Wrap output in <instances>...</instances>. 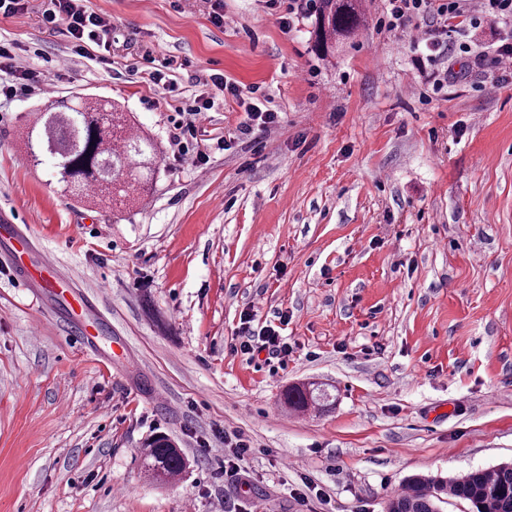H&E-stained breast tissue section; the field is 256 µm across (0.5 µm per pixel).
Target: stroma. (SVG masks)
Returning a JSON list of instances; mask_svg holds the SVG:
<instances>
[{"label":"stroma","mask_w":512,"mask_h":512,"mask_svg":"<svg viewBox=\"0 0 512 512\" xmlns=\"http://www.w3.org/2000/svg\"><path fill=\"white\" fill-rule=\"evenodd\" d=\"M44 5L0 15L20 65L61 73L0 99V212L90 296L100 334L78 346L0 268V512H385L409 476L512 461V28L460 25L425 102L416 32L378 30L383 0L328 59L311 18L284 29L269 0H224L220 26L210 0H85L112 26L110 67L47 29ZM162 66L175 90L149 81ZM74 92L119 100L154 138L141 204L83 205L26 161L33 112ZM199 95L203 169L170 142ZM253 103L278 120L238 135ZM247 312L257 328L287 314V357L237 353ZM307 381L332 409L281 406ZM232 431L252 446L233 479ZM160 434L188 459L166 484L140 467ZM308 482L322 499L299 501Z\"/></svg>","instance_id":"obj_1"}]
</instances>
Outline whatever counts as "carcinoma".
<instances>
[{"mask_svg": "<svg viewBox=\"0 0 512 512\" xmlns=\"http://www.w3.org/2000/svg\"><path fill=\"white\" fill-rule=\"evenodd\" d=\"M363 22L361 0H319L312 49L323 57L333 54ZM24 149L36 167L53 162L63 192L95 205L148 194L156 184L154 142L131 132L126 113L112 101L79 95L54 101L37 113ZM281 401L295 410L313 403L332 405L325 391L306 386L288 388ZM142 466L148 477L162 482L182 473L186 460L170 439L159 435L145 449ZM447 497L470 503L472 512H512V462L448 478L413 476L406 490L388 501L386 512H441Z\"/></svg>", "mask_w": 512, "mask_h": 512, "instance_id": "1", "label": "carcinoma"}]
</instances>
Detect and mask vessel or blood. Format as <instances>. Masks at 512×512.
<instances>
[{
	"label": "vessel or blood",
	"instance_id": "b4317fda",
	"mask_svg": "<svg viewBox=\"0 0 512 512\" xmlns=\"http://www.w3.org/2000/svg\"><path fill=\"white\" fill-rule=\"evenodd\" d=\"M0 241L8 246L7 264L16 280L35 290H51L62 299L74 296L76 309L88 308V298L76 294L74 283L59 274L52 260L34 259L28 241L18 233L15 224L9 219L0 220Z\"/></svg>",
	"mask_w": 512,
	"mask_h": 512
}]
</instances>
